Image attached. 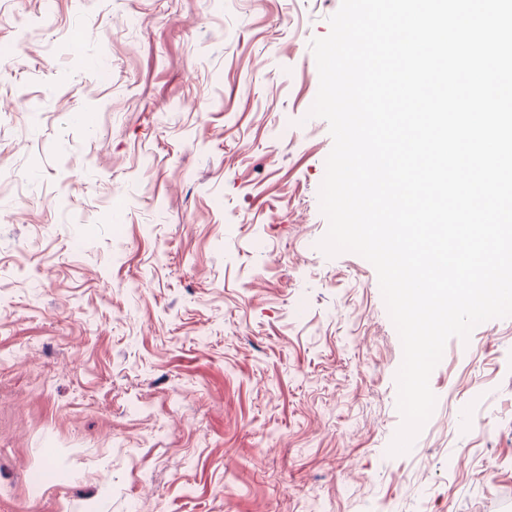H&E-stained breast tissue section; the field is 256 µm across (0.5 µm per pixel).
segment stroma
<instances>
[{"label": "stroma", "mask_w": 512, "mask_h": 512, "mask_svg": "<svg viewBox=\"0 0 512 512\" xmlns=\"http://www.w3.org/2000/svg\"><path fill=\"white\" fill-rule=\"evenodd\" d=\"M340 4L0 0V512H512V318L391 454L401 340L319 247Z\"/></svg>", "instance_id": "35a3bbf8"}]
</instances>
